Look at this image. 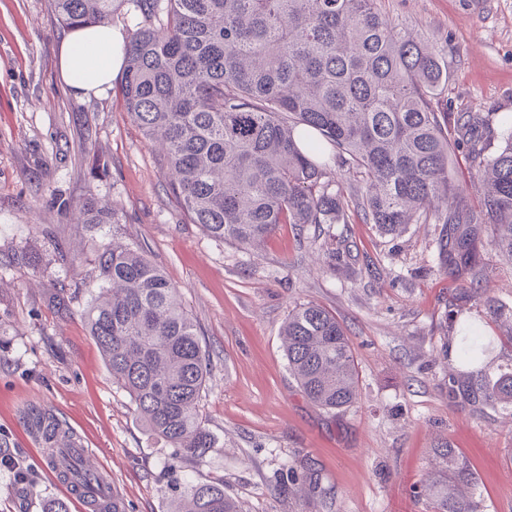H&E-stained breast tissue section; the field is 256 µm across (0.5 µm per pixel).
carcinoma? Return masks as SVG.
<instances>
[{
    "label": "carcinoma",
    "mask_w": 512,
    "mask_h": 512,
    "mask_svg": "<svg viewBox=\"0 0 512 512\" xmlns=\"http://www.w3.org/2000/svg\"><path fill=\"white\" fill-rule=\"evenodd\" d=\"M116 0H54L73 29L107 23ZM144 24L124 52L121 95L127 112L164 151L161 166L189 221L212 239L257 250L282 224H347L349 211L382 234L410 224L440 225L439 268L473 270L479 225L492 229L512 260V127L494 113L440 112L448 82L438 48L382 15L375 0H140ZM337 166L360 177L344 190L319 163L326 146ZM463 147L480 177L482 210L463 203L451 171ZM85 224H119L118 213L81 204ZM99 292L84 313L112 374L148 433L201 461L215 447L200 410L210 359L179 290L138 247L98 246L91 260ZM60 288L52 308L71 311ZM288 371L308 399L328 412L357 400L358 371L340 322L307 302L288 312L281 331ZM491 342L466 326L461 363ZM452 395L512 402V372L495 381L480 371ZM43 448H74L77 434L51 409L21 415ZM448 479L430 485L433 512H478L473 473L448 443L435 448ZM320 502L330 489L315 461L288 466ZM62 477L84 486L102 477L86 459L67 461ZM171 512H242L220 484L177 482Z\"/></svg>",
    "instance_id": "carcinoma-1"
}]
</instances>
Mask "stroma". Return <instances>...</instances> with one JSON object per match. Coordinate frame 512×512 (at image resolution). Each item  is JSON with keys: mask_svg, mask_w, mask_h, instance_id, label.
I'll return each mask as SVG.
<instances>
[{"mask_svg": "<svg viewBox=\"0 0 512 512\" xmlns=\"http://www.w3.org/2000/svg\"><path fill=\"white\" fill-rule=\"evenodd\" d=\"M410 31L437 41L448 67L440 110L512 117V0H378ZM67 30L53 0H0V433L25 481L0 471V512H43L66 499L41 465L43 449L20 423L30 405L51 407L105 470L127 512H170L173 480L223 485L245 512H432L433 450L448 442L477 479L481 512H512V406L449 396L467 368L451 346L447 315L490 339L488 375L512 369L506 321L512 264L490 229L475 277L439 271L435 227L399 235L351 218L316 233L290 224L258 251L207 236L170 193L157 146L126 112L119 88L77 98L60 80L56 48ZM116 209L120 242L141 248L178 288L210 354L202 413L216 446L204 461L171 467L172 448L149 435L129 395L113 383L82 314L98 291L89 275L108 224H82L58 198ZM350 257L330 266L342 240ZM75 265L57 261V247ZM30 262L11 266L15 254ZM71 316L49 306L56 287ZM336 315L359 370L347 411L315 406L288 372L281 327L296 304ZM312 457L330 487L316 505L287 462Z\"/></svg>", "mask_w": 512, "mask_h": 512, "instance_id": "1", "label": "stroma"}]
</instances>
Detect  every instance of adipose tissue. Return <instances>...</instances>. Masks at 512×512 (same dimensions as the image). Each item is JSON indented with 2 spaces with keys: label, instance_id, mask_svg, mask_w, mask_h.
I'll list each match as a JSON object with an SVG mask.
<instances>
[{
  "label": "adipose tissue",
  "instance_id": "obj_1",
  "mask_svg": "<svg viewBox=\"0 0 512 512\" xmlns=\"http://www.w3.org/2000/svg\"><path fill=\"white\" fill-rule=\"evenodd\" d=\"M125 45L122 29L109 23L70 31L57 52L63 83L78 96L107 93L122 69Z\"/></svg>",
  "mask_w": 512,
  "mask_h": 512
}]
</instances>
